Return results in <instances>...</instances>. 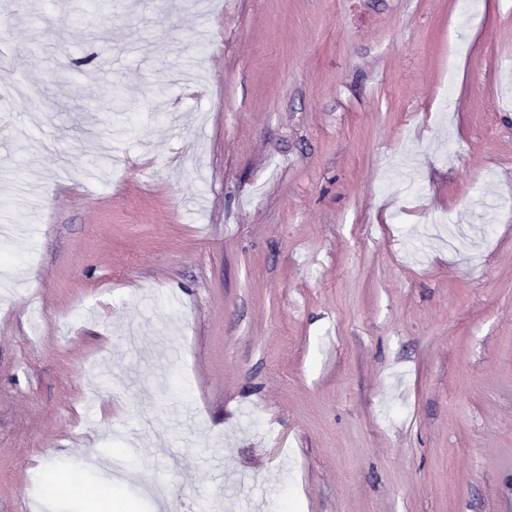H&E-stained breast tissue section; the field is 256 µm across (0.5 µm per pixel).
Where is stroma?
Returning <instances> with one entry per match:
<instances>
[{
  "label": "stroma",
  "instance_id": "obj_1",
  "mask_svg": "<svg viewBox=\"0 0 512 512\" xmlns=\"http://www.w3.org/2000/svg\"><path fill=\"white\" fill-rule=\"evenodd\" d=\"M464 10L11 14L0 512H512V0Z\"/></svg>",
  "mask_w": 512,
  "mask_h": 512
}]
</instances>
